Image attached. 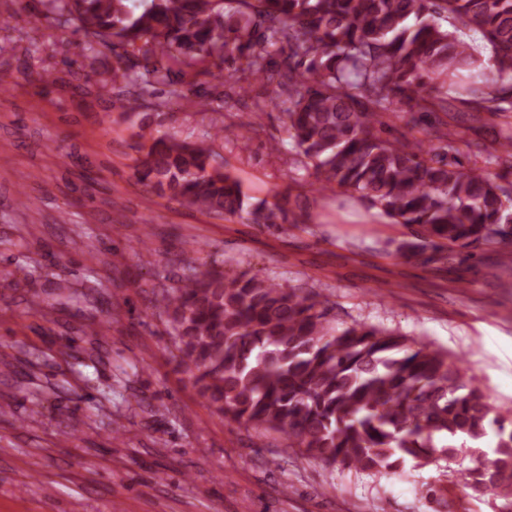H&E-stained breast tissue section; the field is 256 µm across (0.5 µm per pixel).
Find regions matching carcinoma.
Listing matches in <instances>:
<instances>
[{
  "mask_svg": "<svg viewBox=\"0 0 512 512\" xmlns=\"http://www.w3.org/2000/svg\"><path fill=\"white\" fill-rule=\"evenodd\" d=\"M46 0L81 37L77 56L108 48L112 83L138 79L139 60L165 80L170 62L201 58L247 92L250 80L287 96L285 125L322 189L357 196L393 224L418 226L399 256L512 239V185L463 168L466 148L512 168V127L490 142L438 116L453 99L494 119L512 112V0ZM480 34L490 55L441 21ZM420 138H387L399 105ZM238 141L255 130L239 116ZM135 177L147 192L225 219L296 224L290 190L248 201L239 179L215 167L210 144L140 129ZM178 365L212 412L275 433L324 467L395 475L407 464L491 455L463 471L467 486L512 512V409L430 342L355 320L337 328L323 302L247 271L209 267L163 298Z\"/></svg>",
  "mask_w": 512,
  "mask_h": 512,
  "instance_id": "1",
  "label": "carcinoma"
}]
</instances>
